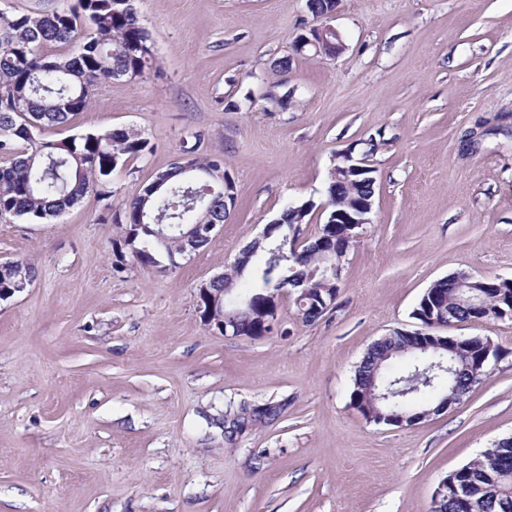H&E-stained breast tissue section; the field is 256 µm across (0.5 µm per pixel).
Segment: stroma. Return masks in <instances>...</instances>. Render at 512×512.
Segmentation results:
<instances>
[{"label": "stroma", "instance_id": "35a3bbf8", "mask_svg": "<svg viewBox=\"0 0 512 512\" xmlns=\"http://www.w3.org/2000/svg\"><path fill=\"white\" fill-rule=\"evenodd\" d=\"M155 63L106 84L70 128H131L147 151L51 224L0 221L32 264L0 303V512H429L449 472L512 436V321L493 373L411 426L351 404L369 346L457 273L512 278V0H339L345 48L299 56L307 0H137ZM290 57L288 69L278 68ZM223 156L236 206L204 249L115 272L110 209L183 140ZM369 140L375 207L336 308L251 339L196 305L288 204L321 203L334 155Z\"/></svg>", "mask_w": 512, "mask_h": 512}]
</instances>
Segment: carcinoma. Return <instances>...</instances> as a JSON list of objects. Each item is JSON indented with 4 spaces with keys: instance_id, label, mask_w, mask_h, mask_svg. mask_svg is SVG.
<instances>
[{
    "instance_id": "carcinoma-1",
    "label": "carcinoma",
    "mask_w": 512,
    "mask_h": 512,
    "mask_svg": "<svg viewBox=\"0 0 512 512\" xmlns=\"http://www.w3.org/2000/svg\"><path fill=\"white\" fill-rule=\"evenodd\" d=\"M48 45L63 51L49 56L41 52ZM154 60L150 34L143 27L134 0H75L70 7L51 14L0 12V219L20 218L44 224L57 218L91 191L99 195L107 179L129 158L144 153L148 141L133 129L103 130L75 134L61 140H45L37 133L68 124L86 109L95 91L106 83L142 74ZM204 135L184 142L181 154L193 170L179 163L158 174L133 200L112 213L118 229L113 245L115 268L122 269L126 255L142 266H153L158 257L182 254V226L222 224L231 209L224 197L208 195L196 199L195 189L207 183L208 170L224 166V159L202 151ZM375 191L363 176L336 183L329 172L324 218L338 210L354 212L356 204ZM316 205L303 203L286 207L275 220L272 236L258 249L260 259L211 284L215 292L227 291L224 302L237 298V284L250 283L247 310L235 314L237 335L257 339L277 328L261 322L268 296L288 290L309 305L297 312L302 322L320 318L313 304L338 294L340 286L319 274L323 248L320 236L337 249L350 248L345 224H323L320 234L292 251L289 237L309 223ZM167 225L165 240L157 243L146 228L149 218ZM33 266L24 261L0 265V290L16 288L33 279ZM457 276L435 281L420 298L412 315L427 316L443 325L465 322L475 314L459 298ZM490 310L508 305L512 287L491 279L487 282ZM479 341L472 338L461 345L435 347L427 336H413L401 330L372 344L355 372L350 400L364 389L369 378L384 388L389 400L386 414L410 421L420 410L438 403L448 384L465 394L477 383L474 371L479 363ZM500 450L512 451V439L502 438L477 458L461 466L455 480L467 491L461 503L453 489L440 497L430 512H512V474L498 468Z\"/></svg>"
}]
</instances>
